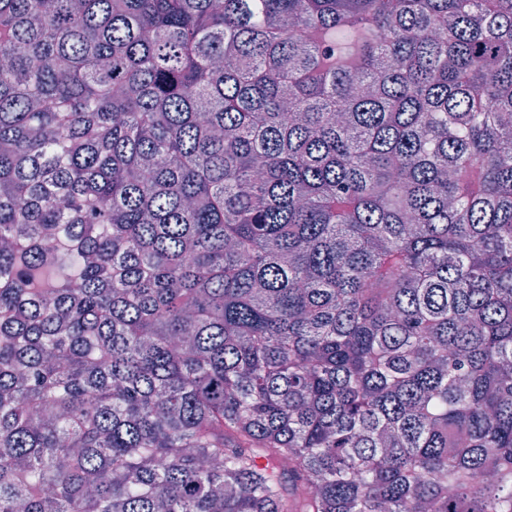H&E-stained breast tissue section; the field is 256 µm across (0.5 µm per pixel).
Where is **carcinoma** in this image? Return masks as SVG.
<instances>
[{"mask_svg": "<svg viewBox=\"0 0 512 512\" xmlns=\"http://www.w3.org/2000/svg\"><path fill=\"white\" fill-rule=\"evenodd\" d=\"M0 512H512V0H0Z\"/></svg>", "mask_w": 512, "mask_h": 512, "instance_id": "cac0c4a2", "label": "carcinoma"}]
</instances>
